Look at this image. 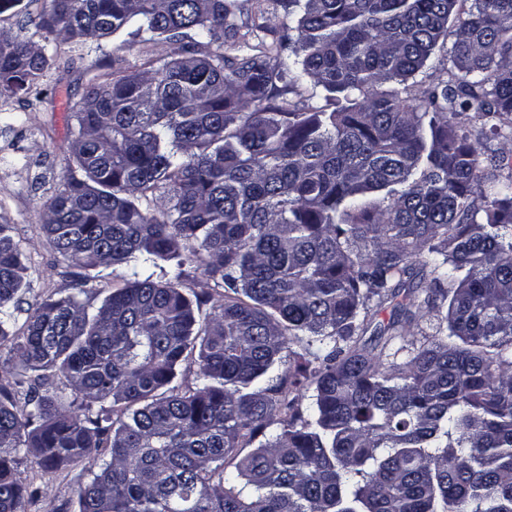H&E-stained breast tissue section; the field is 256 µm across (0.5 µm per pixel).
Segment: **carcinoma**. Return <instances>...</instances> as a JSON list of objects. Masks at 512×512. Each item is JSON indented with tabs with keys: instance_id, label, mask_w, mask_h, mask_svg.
<instances>
[{
	"instance_id": "carcinoma-1",
	"label": "carcinoma",
	"mask_w": 512,
	"mask_h": 512,
	"mask_svg": "<svg viewBox=\"0 0 512 512\" xmlns=\"http://www.w3.org/2000/svg\"><path fill=\"white\" fill-rule=\"evenodd\" d=\"M43 2L44 46L0 32V97L37 88L54 36L133 24L134 42L183 45L70 107L75 167L42 230L125 284L92 312L76 294L26 309L9 354L33 383L21 408L0 387V512L38 496L15 475L29 455L86 465L79 512H512V174L484 179L462 133L474 112L512 135V0H470L432 72L458 0H281L282 31L262 10L238 22L240 0ZM248 36L254 53L226 55ZM8 229L0 347L28 285ZM189 256L224 289L200 326ZM422 256L446 335L416 344L401 326ZM470 3L467 2L459 7L457 13L451 15L448 20V37L445 41L443 47H439L436 49L435 54L432 56L430 63L432 65L439 66V62L444 61L446 63V55L447 50L450 48L452 41L454 40V31L455 29L465 20L467 19V10L469 8Z\"/></svg>"
}]
</instances>
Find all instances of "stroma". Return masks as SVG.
Returning <instances> with one entry per match:
<instances>
[{
  "instance_id": "stroma-1",
  "label": "stroma",
  "mask_w": 512,
  "mask_h": 512,
  "mask_svg": "<svg viewBox=\"0 0 512 512\" xmlns=\"http://www.w3.org/2000/svg\"><path fill=\"white\" fill-rule=\"evenodd\" d=\"M54 47L58 64L42 80L39 93L0 98V219L8 222L10 234L23 252L29 282L24 303L70 294L81 282L85 288L80 299L94 309L123 286V279L117 274L95 278L90 270L63 261L49 246L38 216L40 205L57 188L72 161L66 138L69 107L94 76L107 70L140 69L147 58L172 53L176 46L135 43L122 30L103 40L100 50L88 54L66 41H55ZM466 128L487 163L486 177L511 174L512 138H483L481 122L474 114ZM493 156L503 158L504 166H489ZM16 476L22 484L41 490L27 512H79L78 489L88 479L83 465L46 469L27 457L17 465Z\"/></svg>"
}]
</instances>
